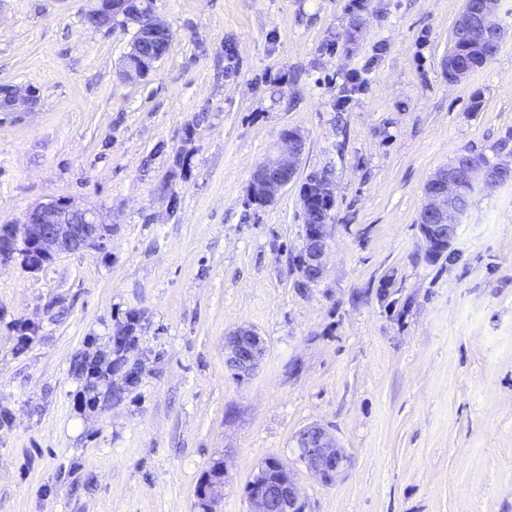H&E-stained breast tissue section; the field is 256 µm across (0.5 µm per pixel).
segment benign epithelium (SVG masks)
I'll list each match as a JSON object with an SVG mask.
<instances>
[{"mask_svg":"<svg viewBox=\"0 0 512 512\" xmlns=\"http://www.w3.org/2000/svg\"><path fill=\"white\" fill-rule=\"evenodd\" d=\"M154 0H92L84 16L87 26L110 29L116 23L136 27L133 40L122 63V76L140 78L148 74V62L155 64L169 51L173 34L153 10ZM458 25L478 32L500 28L498 0H483L478 10H463ZM38 102L32 90L21 91L13 85L0 87V112H30ZM285 149L267 158L252 170L248 191L267 203L287 187L298 175L304 141L293 131L284 134ZM512 167L504 164L493 168L478 158L469 159L456 171H438L427 182L425 202L419 214L421 233L427 253L451 246L458 237L464 211L457 208L460 182H475L481 177L487 184L505 182ZM24 237L17 240L14 231L0 235V256L21 253L24 260L50 253L54 256L102 248L105 237L100 228L103 219L93 207L82 206L69 198H53L30 208L23 216ZM328 224H309L299 268L305 284H315L323 276L329 249ZM265 353L264 342L249 326H240L224 339V362L240 376L252 374ZM297 460L325 483H333L347 466L345 451L328 430L320 424L303 429L295 438ZM224 488V469L216 471L197 489L202 501H215ZM251 512H306L307 502L288 465L278 457L266 459L245 488Z\"/></svg>","mask_w":512,"mask_h":512,"instance_id":"7a95c632","label":"benign epithelium"}]
</instances>
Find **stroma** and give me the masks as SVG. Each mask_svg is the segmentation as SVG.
<instances>
[{"label": "stroma", "instance_id": "stroma-1", "mask_svg": "<svg viewBox=\"0 0 512 512\" xmlns=\"http://www.w3.org/2000/svg\"><path fill=\"white\" fill-rule=\"evenodd\" d=\"M464 0H155L168 53L120 60L133 27L90 0H0V228L59 197L96 207L105 248L40 266L0 257V512H249L281 458L308 512H512V181L477 185L449 257L417 224L457 155L512 137V0L485 66L449 82ZM362 70L364 87L345 75ZM295 180L267 205L254 166L286 131ZM331 185L326 272L304 285L303 186ZM136 317L123 351L115 341ZM265 344L235 374L224 338ZM118 366L81 408L84 365ZM323 425L347 467L326 484L294 439ZM38 102L32 90L22 92L16 86L0 87V112H31ZM265 353L264 342L249 326H240L224 339V362L237 375L249 376Z\"/></svg>", "mask_w": 512, "mask_h": 512}]
</instances>
